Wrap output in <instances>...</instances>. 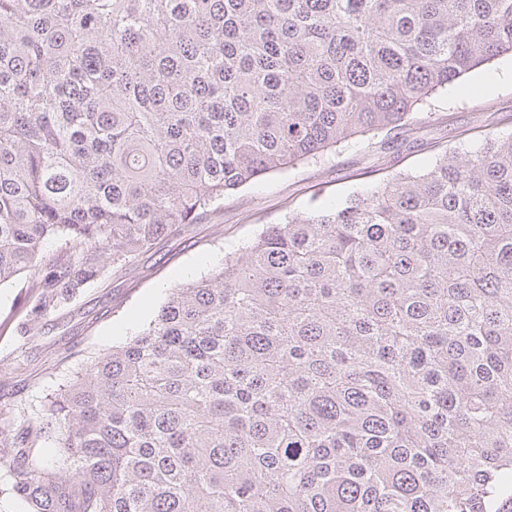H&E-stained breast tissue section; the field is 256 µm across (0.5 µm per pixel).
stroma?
<instances>
[{"label":"stroma","mask_w":512,"mask_h":512,"mask_svg":"<svg viewBox=\"0 0 512 512\" xmlns=\"http://www.w3.org/2000/svg\"><path fill=\"white\" fill-rule=\"evenodd\" d=\"M504 55L439 91L414 114V135H388L340 148L315 165L274 173L213 206L200 223L161 239L135 265L87 288L29 335L17 328L30 297L24 279L0 285V427L43 410L45 397L95 357L134 337L156 315L169 288L219 267L225 249L251 238L289 211L321 200L343 203L369 184L422 170L441 152L512 132V82L497 74Z\"/></svg>","instance_id":"35a3bbf8"}]
</instances>
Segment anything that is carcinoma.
Returning <instances> with one entry per match:
<instances>
[{
	"mask_svg": "<svg viewBox=\"0 0 512 512\" xmlns=\"http://www.w3.org/2000/svg\"><path fill=\"white\" fill-rule=\"evenodd\" d=\"M508 54L512 0H0V285L36 326ZM47 405L29 512H504L512 133L266 225Z\"/></svg>",
	"mask_w": 512,
	"mask_h": 512,
	"instance_id": "obj_1",
	"label": "carcinoma"
}]
</instances>
